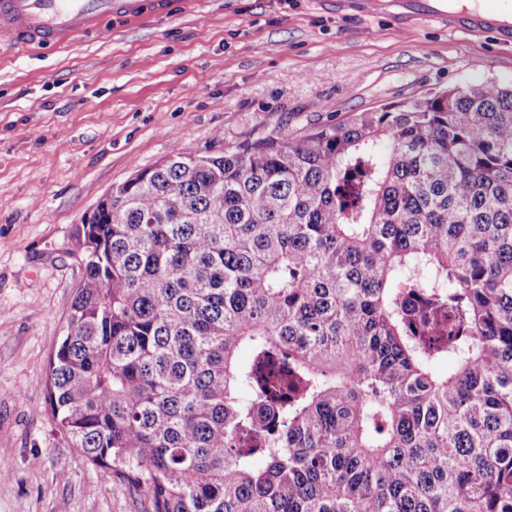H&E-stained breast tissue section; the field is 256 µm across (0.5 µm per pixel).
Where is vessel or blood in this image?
Listing matches in <instances>:
<instances>
[{
  "mask_svg": "<svg viewBox=\"0 0 512 512\" xmlns=\"http://www.w3.org/2000/svg\"><path fill=\"white\" fill-rule=\"evenodd\" d=\"M342 17L364 18L388 12L404 29L420 17L449 28L489 34L512 45V0H478L475 7L457 0H326ZM166 0H0V42L15 47L67 43L97 29L101 18L160 13Z\"/></svg>",
  "mask_w": 512,
  "mask_h": 512,
  "instance_id": "obj_1",
  "label": "vessel or blood"
}]
</instances>
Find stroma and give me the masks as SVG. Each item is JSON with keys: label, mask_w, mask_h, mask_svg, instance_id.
<instances>
[{"label": "stroma", "mask_w": 512, "mask_h": 512, "mask_svg": "<svg viewBox=\"0 0 512 512\" xmlns=\"http://www.w3.org/2000/svg\"><path fill=\"white\" fill-rule=\"evenodd\" d=\"M64 46L0 45V512H153L70 447L45 407L82 276L73 232L113 185L176 152L458 86L512 84V46L421 19L347 20L312 0H170ZM480 67H472V60Z\"/></svg>", "instance_id": "stroma-1"}]
</instances>
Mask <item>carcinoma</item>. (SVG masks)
I'll return each mask as SVG.
<instances>
[{"mask_svg":"<svg viewBox=\"0 0 512 512\" xmlns=\"http://www.w3.org/2000/svg\"><path fill=\"white\" fill-rule=\"evenodd\" d=\"M74 236L45 404L153 512H512V87L175 153Z\"/></svg>","mask_w":512,"mask_h":512,"instance_id":"carcinoma-1","label":"carcinoma"}]
</instances>
